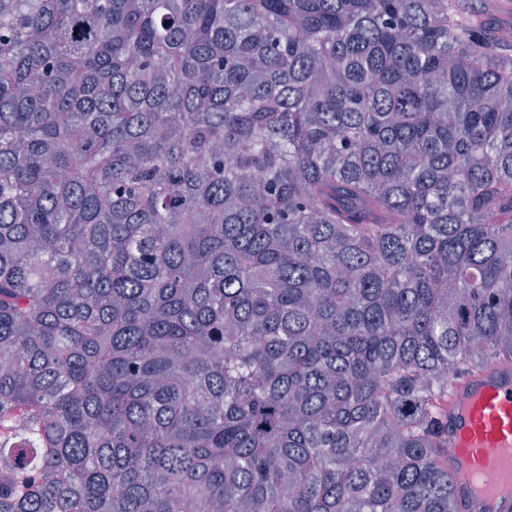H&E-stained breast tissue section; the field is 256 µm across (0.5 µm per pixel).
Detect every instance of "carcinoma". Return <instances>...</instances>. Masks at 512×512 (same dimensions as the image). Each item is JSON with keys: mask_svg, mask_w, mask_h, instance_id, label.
<instances>
[{"mask_svg": "<svg viewBox=\"0 0 512 512\" xmlns=\"http://www.w3.org/2000/svg\"><path fill=\"white\" fill-rule=\"evenodd\" d=\"M512 363V40L471 0H0V512H467ZM450 472L471 512L512 510V365L456 382L448 401Z\"/></svg>", "mask_w": 512, "mask_h": 512, "instance_id": "carcinoma-1", "label": "carcinoma"}]
</instances>
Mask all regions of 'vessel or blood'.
Listing matches in <instances>:
<instances>
[{
    "label": "vessel or blood",
    "mask_w": 512,
    "mask_h": 512,
    "mask_svg": "<svg viewBox=\"0 0 512 512\" xmlns=\"http://www.w3.org/2000/svg\"><path fill=\"white\" fill-rule=\"evenodd\" d=\"M448 448L470 512H512V365L493 363L455 383Z\"/></svg>",
    "instance_id": "obj_1"
}]
</instances>
